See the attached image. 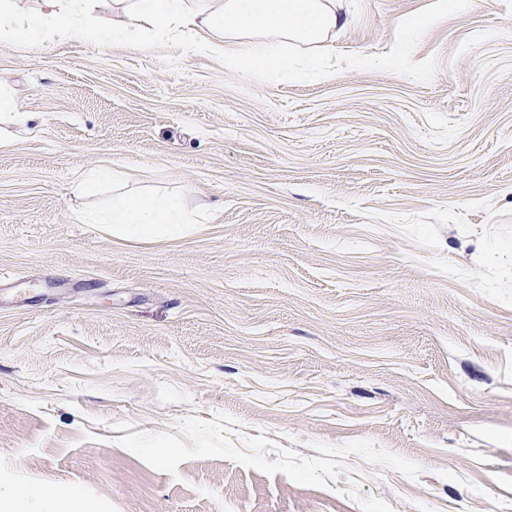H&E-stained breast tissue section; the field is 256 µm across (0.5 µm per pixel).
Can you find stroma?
I'll list each match as a JSON object with an SVG mask.
<instances>
[{
    "label": "stroma",
    "instance_id": "35a3bbf8",
    "mask_svg": "<svg viewBox=\"0 0 512 512\" xmlns=\"http://www.w3.org/2000/svg\"><path fill=\"white\" fill-rule=\"evenodd\" d=\"M338 2L326 83L158 37L0 45L32 115L0 116V491L512 512V0ZM119 190L197 223H82Z\"/></svg>",
    "mask_w": 512,
    "mask_h": 512
}]
</instances>
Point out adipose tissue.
<instances>
[{
    "instance_id": "1",
    "label": "adipose tissue",
    "mask_w": 512,
    "mask_h": 512,
    "mask_svg": "<svg viewBox=\"0 0 512 512\" xmlns=\"http://www.w3.org/2000/svg\"><path fill=\"white\" fill-rule=\"evenodd\" d=\"M100 0H40L38 10L18 17L15 0H0V44L27 45L80 40L94 47L123 43L140 48L149 35L180 40L192 54L220 55L224 69L250 79L282 84L336 76L320 57L289 53L294 43H321L340 25L336 0H124L121 24H98ZM92 223L111 225L130 240H149L167 232L182 235L191 217L180 201L165 196L113 197L110 208ZM56 492L15 484L0 496V512H53Z\"/></svg>"
}]
</instances>
